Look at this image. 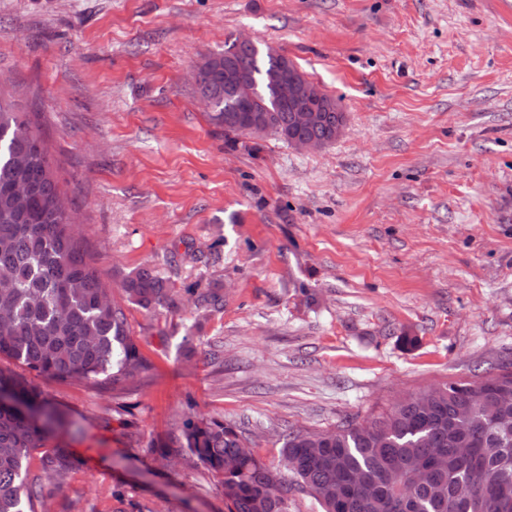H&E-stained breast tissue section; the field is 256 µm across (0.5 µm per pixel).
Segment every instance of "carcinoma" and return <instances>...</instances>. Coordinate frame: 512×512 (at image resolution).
Masks as SVG:
<instances>
[{
  "mask_svg": "<svg viewBox=\"0 0 512 512\" xmlns=\"http://www.w3.org/2000/svg\"><path fill=\"white\" fill-rule=\"evenodd\" d=\"M226 59L248 76L232 94L224 92ZM284 65L299 71L270 47L234 42L204 57L197 88L212 104L210 123L237 136H298L270 82ZM323 99L327 123L307 135L329 145L346 115ZM122 291L120 303L75 233L43 137L0 97V357L56 381L125 387L151 364L124 304L162 306L171 289L145 267L123 279ZM2 392L28 410L0 403V512H34L41 491L28 479L32 453L41 451L43 471L58 481L79 465L57 442L70 422L37 386L0 369ZM174 443L221 477L227 512H288V473L322 512H512V363L498 365L481 388L455 381L414 392L368 425L290 429L278 468L235 425L214 418H186L179 436L157 447Z\"/></svg>",
  "mask_w": 512,
  "mask_h": 512,
  "instance_id": "cac0c4a2",
  "label": "carcinoma"
}]
</instances>
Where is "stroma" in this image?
Wrapping results in <instances>:
<instances>
[{"instance_id": "stroma-1", "label": "stroma", "mask_w": 512, "mask_h": 512, "mask_svg": "<svg viewBox=\"0 0 512 512\" xmlns=\"http://www.w3.org/2000/svg\"><path fill=\"white\" fill-rule=\"evenodd\" d=\"M251 36L346 114L319 150L225 138L191 72ZM0 89L48 146L151 363L122 389L39 379L78 423L48 512H226L218 476L158 451L236 424L271 465L331 430L512 359V0H0ZM215 288L222 307L190 288ZM124 302L151 309L171 301V288L150 268H140L123 279Z\"/></svg>"}]
</instances>
